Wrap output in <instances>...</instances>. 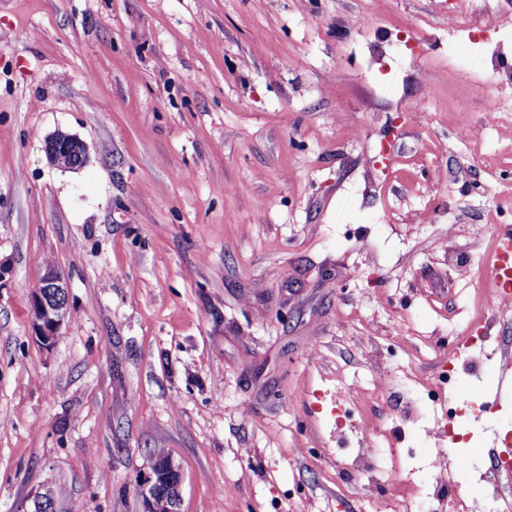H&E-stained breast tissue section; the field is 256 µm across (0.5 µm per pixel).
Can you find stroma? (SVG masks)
I'll list each match as a JSON object with an SVG mask.
<instances>
[{
  "mask_svg": "<svg viewBox=\"0 0 512 512\" xmlns=\"http://www.w3.org/2000/svg\"><path fill=\"white\" fill-rule=\"evenodd\" d=\"M511 68L512 0H0V512L46 488L144 512L160 448L179 512H405L458 455L443 512H512L486 480L512 438ZM58 131L85 166L48 162ZM484 317L467 438L434 440L425 391ZM60 144L73 146L77 152V162L75 168L84 166L88 161V146L84 141L78 137L63 132H57L48 138L45 146V151L50 162L58 166L57 149ZM494 276L509 282L512 279V233L505 232L498 238ZM67 281L54 265H47L35 289L31 305V323L36 340L51 346L68 317ZM166 455L163 449H159L155 454V457L162 459L153 460L150 472L146 475L142 481L139 482V486L141 487L140 494L145 506L146 512H153V500L155 498V494L157 488L159 486V477L163 472H166V476L175 475L177 477V483L173 488V499L176 498L178 504L179 498V485L181 482V474L178 467L175 466L170 457L165 458ZM165 460L163 461V459Z\"/></svg>",
  "mask_w": 512,
  "mask_h": 512,
  "instance_id": "obj_1",
  "label": "stroma"
}]
</instances>
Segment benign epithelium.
<instances>
[{"mask_svg":"<svg viewBox=\"0 0 512 512\" xmlns=\"http://www.w3.org/2000/svg\"><path fill=\"white\" fill-rule=\"evenodd\" d=\"M71 145L77 152L75 167H82L88 161V146L78 137L57 132L48 138L45 151L54 165L58 164L57 149L59 145ZM67 281L63 273L53 265L45 267V271L35 289L31 305V323L36 340L44 346H51L59 336L60 329L68 317ZM181 477L178 467L171 458L153 460L150 472L142 481L140 494L145 512H153V500L159 486L161 474Z\"/></svg>","mask_w":512,"mask_h":512,"instance_id":"1","label":"benign epithelium"}]
</instances>
